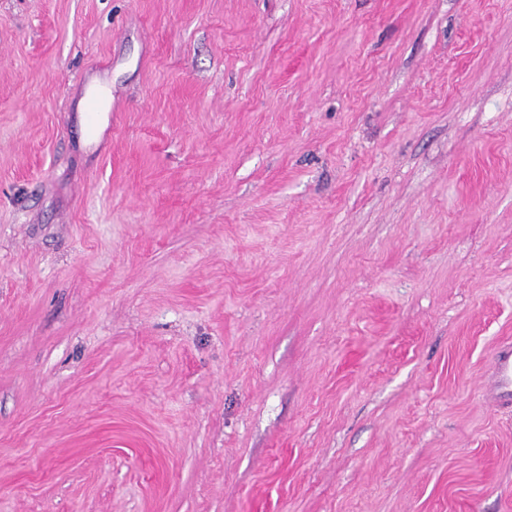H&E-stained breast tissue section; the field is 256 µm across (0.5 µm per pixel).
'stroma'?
Here are the masks:
<instances>
[{"mask_svg":"<svg viewBox=\"0 0 512 512\" xmlns=\"http://www.w3.org/2000/svg\"><path fill=\"white\" fill-rule=\"evenodd\" d=\"M505 342L512 0H0V512H512ZM493 370L498 380L491 397L498 403L512 402V390L506 389L509 385L512 387V352L497 355Z\"/></svg>","mask_w":512,"mask_h":512,"instance_id":"obj_1","label":"stroma"}]
</instances>
